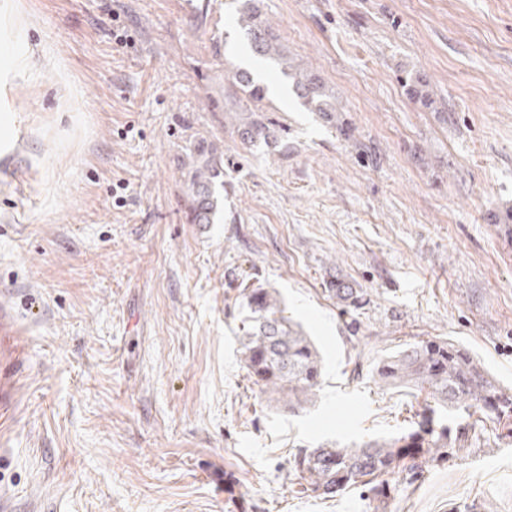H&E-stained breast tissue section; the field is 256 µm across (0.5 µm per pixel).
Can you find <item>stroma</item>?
<instances>
[{"label": "stroma", "instance_id": "35a3bbf8", "mask_svg": "<svg viewBox=\"0 0 512 512\" xmlns=\"http://www.w3.org/2000/svg\"><path fill=\"white\" fill-rule=\"evenodd\" d=\"M263 3L350 137L268 65L287 148L225 129L228 75L252 66L232 0H0V307L21 347L0 350V512H375L363 488L300 492L292 461L409 426L424 395L375 382L382 358L447 339L512 385V0ZM202 136L224 204L190 224L181 159ZM343 280L359 308L331 295ZM247 283L320 348L314 405L249 379ZM390 484L384 512H512V443ZM428 86L429 83L426 78H423V76H416L410 80L406 79L405 83H403V87L406 93L410 96V99L424 109H431L434 103L432 96L427 89Z\"/></svg>", "mask_w": 512, "mask_h": 512}]
</instances>
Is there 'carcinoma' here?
I'll use <instances>...</instances> for the list:
<instances>
[{
	"label": "carcinoma",
	"instance_id": "cac0c4a2",
	"mask_svg": "<svg viewBox=\"0 0 512 512\" xmlns=\"http://www.w3.org/2000/svg\"><path fill=\"white\" fill-rule=\"evenodd\" d=\"M234 23L246 40L252 58L276 63L292 80L291 92L306 110L350 137L345 119L329 93L324 78L313 69L294 64L277 29L265 18L260 0H238ZM427 79L417 76L403 83L417 105L430 109L433 99ZM267 87L246 68H236L224 89V125L230 127L246 149L278 143L283 129L269 115ZM188 223L213 224L224 199V149L200 140L182 160ZM338 303L358 307L362 289L338 282L331 289ZM242 356L247 374L270 398L289 409L313 402L320 385L322 358L300 323L284 315L282 300L264 288H243ZM374 378L383 386L414 388L426 393L416 421L403 431L356 446H321L295 457L297 484L320 495L334 496L368 486L374 499L383 503L391 487L385 476L408 469L416 474L423 465L454 457L466 443L480 439L475 427L448 425V413L475 414L490 423L499 440L512 439V388L500 383L464 346L446 339L408 344L382 359Z\"/></svg>",
	"mask_w": 512,
	"mask_h": 512
}]
</instances>
